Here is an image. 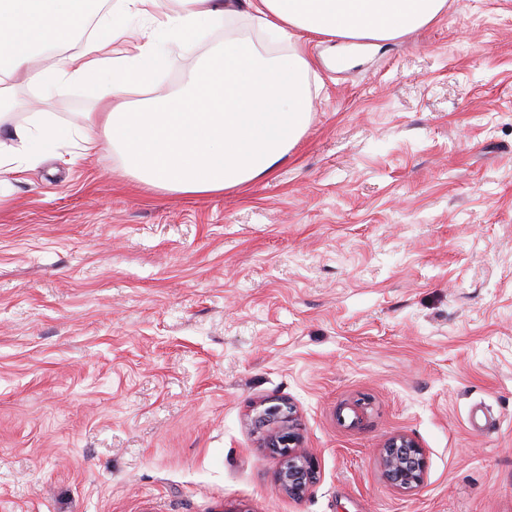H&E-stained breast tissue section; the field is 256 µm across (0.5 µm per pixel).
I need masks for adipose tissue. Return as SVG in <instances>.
Here are the masks:
<instances>
[{
    "label": "adipose tissue",
    "instance_id": "ef3b65f1",
    "mask_svg": "<svg viewBox=\"0 0 512 512\" xmlns=\"http://www.w3.org/2000/svg\"><path fill=\"white\" fill-rule=\"evenodd\" d=\"M92 0H0V84L24 73L33 86L80 81L98 92L106 140L91 126L35 123L15 128L0 153V173H20L43 154L71 144L84 151L112 144L125 171L150 187L211 195L273 171L304 134L310 119L312 63L301 47L309 36L384 41L433 23L448 0H178L171 11L157 0H120L101 15ZM243 13L273 40L287 44L277 60L259 57L247 39L225 40L181 93L153 98L130 110L131 85L146 84L168 61L169 45L187 46L205 29ZM76 16L95 19L79 52L55 66H34L44 47L63 39ZM124 40L123 54L106 48Z\"/></svg>",
    "mask_w": 512,
    "mask_h": 512
}]
</instances>
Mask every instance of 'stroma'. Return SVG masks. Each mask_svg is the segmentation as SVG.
<instances>
[{
  "label": "stroma",
  "mask_w": 512,
  "mask_h": 512,
  "mask_svg": "<svg viewBox=\"0 0 512 512\" xmlns=\"http://www.w3.org/2000/svg\"><path fill=\"white\" fill-rule=\"evenodd\" d=\"M245 17L132 90L173 94ZM317 77L267 176L155 189L68 145L0 176V512H512V0ZM8 126L97 112L17 78ZM291 402L316 478L279 491L252 418ZM426 450L424 485L383 442ZM381 464L386 478L402 490L416 489L425 481L426 452L410 436L388 438L382 446Z\"/></svg>",
  "instance_id": "1"
}]
</instances>
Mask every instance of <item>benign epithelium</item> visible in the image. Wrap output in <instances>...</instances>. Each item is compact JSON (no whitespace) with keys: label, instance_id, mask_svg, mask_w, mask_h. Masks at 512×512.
Wrapping results in <instances>:
<instances>
[{"label":"benign epithelium","instance_id":"1","mask_svg":"<svg viewBox=\"0 0 512 512\" xmlns=\"http://www.w3.org/2000/svg\"><path fill=\"white\" fill-rule=\"evenodd\" d=\"M254 421L263 430L262 447L280 459L277 486L294 498L301 497L315 478V466L302 450L293 407L287 402L276 403L256 413ZM381 464L386 478L402 490L416 489L425 481L426 452L410 436L388 438L382 446Z\"/></svg>","mask_w":512,"mask_h":512}]
</instances>
